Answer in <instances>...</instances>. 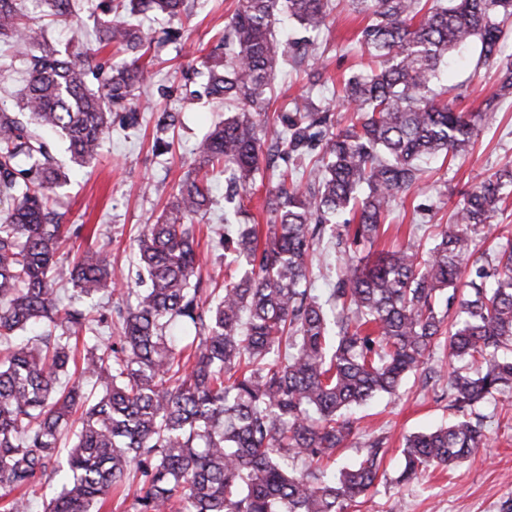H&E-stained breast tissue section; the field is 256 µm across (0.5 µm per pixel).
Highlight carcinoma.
Here are the masks:
<instances>
[{
	"mask_svg": "<svg viewBox=\"0 0 512 512\" xmlns=\"http://www.w3.org/2000/svg\"><path fill=\"white\" fill-rule=\"evenodd\" d=\"M45 15L72 18L71 0H38ZM342 4L366 15L357 42L367 70L332 98L313 92L325 71L306 66L311 35ZM186 0H100L99 48L137 56L88 87L91 55L57 48L17 0H0V37L30 58L18 111L62 134L71 161L89 166L112 114L140 100L147 65V13L178 19ZM512 0H237L224 26V54L202 60L206 90L233 112L194 148L195 175L176 186L136 239L145 277L133 300L101 302L119 276L87 249L65 265L64 236L86 225L58 222L48 193L69 181L45 143L0 107V512H103L135 487L133 512H347L374 486L384 438L334 472L336 449L359 433L348 412L396 394L448 344L464 362L448 378L454 422L408 437L399 480L476 457L488 437L474 407L512 390V230L503 227L486 263L471 264L475 236L512 194V168L464 195L439 241L362 255L396 200L420 185L425 159L469 150L479 112H457L445 84L448 52L473 49L496 64L497 91L512 94V61L498 64ZM303 74L307 93L273 117L279 62ZM352 113L342 126L333 111ZM266 158L271 188L266 240L246 224L244 194ZM224 165L239 197L224 198L231 251L222 288L199 274L194 220L211 202L208 168ZM330 225L340 247L326 300L308 287V259Z\"/></svg>",
	"mask_w": 512,
	"mask_h": 512,
	"instance_id": "obj_1",
	"label": "carcinoma"
}]
</instances>
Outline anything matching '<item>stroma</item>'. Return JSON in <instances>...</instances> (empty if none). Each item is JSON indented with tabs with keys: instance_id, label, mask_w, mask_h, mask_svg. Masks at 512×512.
Masks as SVG:
<instances>
[{
	"instance_id": "35a3bbf8",
	"label": "stroma",
	"mask_w": 512,
	"mask_h": 512,
	"mask_svg": "<svg viewBox=\"0 0 512 512\" xmlns=\"http://www.w3.org/2000/svg\"><path fill=\"white\" fill-rule=\"evenodd\" d=\"M235 2L188 0L179 41L164 46L158 40L167 20H141L152 43L146 93L156 110L179 113L180 122L176 128L161 131L155 126L154 112H144L136 125L113 123L97 161L57 191L53 207L63 223L84 224L89 229L88 235L64 242V255L71 257L89 247L103 250L122 273L125 289L134 287L138 274L133 237L141 226L155 221L190 171L196 142L228 115L223 103L204 94L201 58L220 42ZM24 6L29 16L45 25L53 41L94 46L90 10H81L71 25L64 26L44 16L35 0H24ZM363 26L361 15L339 9L318 35L312 62L324 67L328 79L318 90V98H330L344 76L366 67L367 60L356 42ZM474 63V55L462 54L448 68L451 84L462 94L458 110L482 114L471 149L452 166L435 162L428 167L420 190L408 193L404 203L395 207L393 221L378 248L408 242L423 249L430 247L463 194L498 169L512 165V97L502 99L495 111H484V100L497 89V71L475 69ZM27 69L25 57L0 41V105L15 106ZM159 137L171 142L168 152L153 153V142ZM147 182L153 186L148 194L142 191ZM424 201L432 204V212H416V205ZM431 365L433 377L408 376L398 398H382L356 411L360 433L337 450V467L359 459L367 436L384 435L386 443L374 487L350 512H503L512 503V394L508 393L474 409L490 438L482 455L444 470L427 471L410 483H397L406 438L445 425L454 417L448 377L457 363L449 358L447 345L435 350Z\"/></svg>"
}]
</instances>
